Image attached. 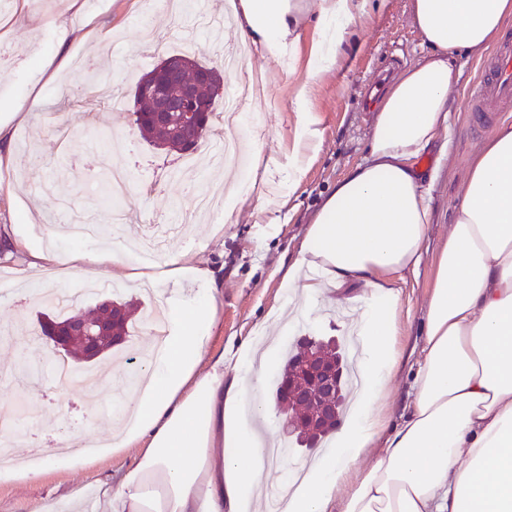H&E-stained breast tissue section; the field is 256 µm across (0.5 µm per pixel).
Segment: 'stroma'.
Segmentation results:
<instances>
[{"label":"stroma","instance_id":"35a3bbf8","mask_svg":"<svg viewBox=\"0 0 512 512\" xmlns=\"http://www.w3.org/2000/svg\"><path fill=\"white\" fill-rule=\"evenodd\" d=\"M90 16L88 26L78 31L72 44L79 52L77 67L48 78L45 65L58 58L61 49L53 20L66 8L65 0H28L27 17L20 26L0 27V115L26 110L23 122L13 123L11 168H0V228L21 230L38 244L52 242L60 251H79L65 230L73 215L90 216L104 234H111V213L100 208L86 193L84 182L103 165L102 143L90 135L91 128L108 130L129 144L128 151L113 156L130 179L125 209L129 219L120 236L126 241L142 238L148 226L168 224L177 233L155 263L140 266V279L109 288L113 297L137 304L136 324L126 342L96 361L98 370L125 366L128 358H141L149 342L147 319L163 298L191 295L193 288L166 277V263L182 249L195 252L198 263L224 277L217 300V325L212 346L225 358L236 359L245 342L259 325L276 338V353L269 365L259 396L274 430H281L283 416L272 399L273 383L288 350L298 336H343L345 324L336 306L316 301L309 320L288 330L267 320L270 309L285 295L283 279L298 250L311 218L336 183L367 156L369 128L374 112L362 109L368 86L382 65L399 74L425 50L411 21V0H368L354 23L344 33L345 55L334 68L312 74V50L322 40L316 10L302 0L301 26L293 57L277 63L258 56L242 57L237 70L224 75L226 87L258 74L263 78L261 109L252 113L241 133L248 144L265 142L266 155L281 166H300V184L288 191L279 173L257 170L247 161L244 171L252 182V197L262 213L243 210L235 221L225 222L223 210L204 212L197 221L185 224L181 213L191 207L195 194H218L223 183L214 181L215 171L208 155L196 153L200 173L196 185L169 177L178 155L157 149L133 126L134 87L163 56L192 51L196 58L215 67L224 65L225 52L238 49L236 25L209 23L212 14H223L225 0H192L179 12L164 0H81ZM483 61L458 54V80L453 91V108L444 137L445 158L429 155L419 165L432 179L430 205L434 222L422 246L417 270L403 274L400 281L402 334L398 347L401 365L387 380L379 400L390 421H399L412 398V381L422 341V325L436 259L448 238V226L460 203V189L470 163L482 144L501 122L512 123V102L498 105L491 124H481L467 109L478 95ZM95 73L93 91L82 88L87 73ZM308 85L307 107L317 115L312 134L297 143L299 115L295 96ZM223 225L213 237L215 225ZM55 314L44 294L26 298L0 296V427L9 426L39 437L42 424L57 417L58 438L82 436L95 443L111 428L109 412L95 408L74 388L58 387L53 380H38L21 373L22 364L36 365L44 358L39 337L38 313ZM135 449L115 455L105 452L86 466L52 467L30 482L0 481V512H34L38 503L64 498L77 484L95 490L109 474L129 469Z\"/></svg>","mask_w":512,"mask_h":512}]
</instances>
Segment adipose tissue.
<instances>
[{"mask_svg":"<svg viewBox=\"0 0 512 512\" xmlns=\"http://www.w3.org/2000/svg\"><path fill=\"white\" fill-rule=\"evenodd\" d=\"M323 41L313 73L335 66L354 0H317ZM427 47L390 85L369 134L368 155L337 182L284 278L279 322L334 293L357 311L366 338L363 385L337 453L291 492L281 512H512V123L474 155L457 215L437 259L423 324L422 356L401 421L385 426L376 400L399 363L397 274L417 268L434 215L416 159L447 129L454 58H482L512 22V0H412ZM241 42L267 60L298 40L294 0H236ZM27 265L64 267L77 279L131 282L124 245L90 244L76 254L23 245ZM171 275H189L192 300L165 301L166 334L151 338L144 389L121 401L107 444L136 447L134 465L103 482L98 512H258L272 470L274 430L255 426L273 350L250 343L232 367L209 348L224 283L190 252ZM360 293L345 296L352 284ZM69 448L0 471L17 483L52 465H79ZM349 485L337 497L340 485Z\"/></svg>","mask_w":512,"mask_h":512,"instance_id":"1","label":"adipose tissue"}]
</instances>
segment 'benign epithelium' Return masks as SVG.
Wrapping results in <instances>:
<instances>
[{"mask_svg": "<svg viewBox=\"0 0 512 512\" xmlns=\"http://www.w3.org/2000/svg\"><path fill=\"white\" fill-rule=\"evenodd\" d=\"M184 62L175 57L162 59L150 71L137 90V98L148 97L155 101L151 110L155 125L178 127L187 144L193 146L204 134V119L213 111L215 98L203 94V89L212 87L218 94L224 93V75L216 67L194 68L191 79H186ZM94 318L88 321L76 319L59 322L50 316L39 322V334L59 356L71 348L78 338L85 350L84 361L92 362L105 350L123 342V337L113 335V323L117 321L112 310V299H103L94 307ZM297 372L306 378L304 386L288 383L294 390L299 407L308 402L328 403L336 397L342 370L336 363L313 357L301 358Z\"/></svg>", "mask_w": 512, "mask_h": 512, "instance_id": "obj_1", "label": "benign epithelium"}]
</instances>
